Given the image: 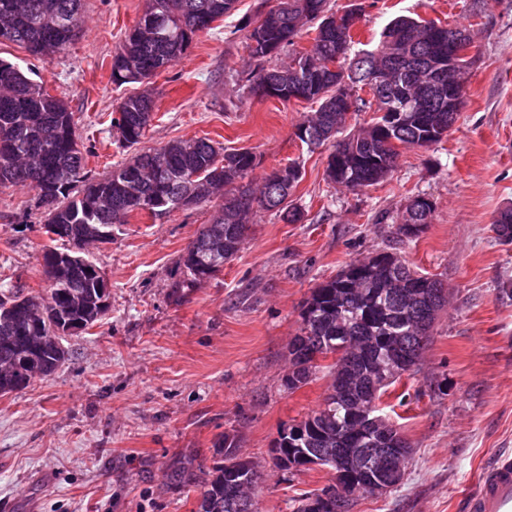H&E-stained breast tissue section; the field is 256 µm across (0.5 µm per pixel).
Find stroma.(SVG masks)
Masks as SVG:
<instances>
[{
	"label": "stroma",
	"instance_id": "stroma-1",
	"mask_svg": "<svg viewBox=\"0 0 512 512\" xmlns=\"http://www.w3.org/2000/svg\"><path fill=\"white\" fill-rule=\"evenodd\" d=\"M277 2L237 0L145 83L155 110L142 145L206 137L247 148L257 157L256 183L296 164L302 179L292 200L303 221L258 212L223 271L178 300V261L216 203L158 220L133 217L113 225L111 243L89 248L88 259L107 274L110 309L65 338L71 357L54 376L0 395V512H196L193 486L172 474L203 477L227 431L262 472L257 512H291L293 498L333 479L317 466L280 471L270 454L280 429L319 408L331 383L321 372L293 392L282 384L300 307L350 260L381 251L443 280L448 304L417 372L381 399L413 450L405 479L381 495H356L352 512H465L482 472L512 455V298L499 293L512 280V244L492 230L512 203V0H365L354 51L373 49L383 28L405 15L466 27L479 56L448 135L426 148L401 147L390 176L358 191L327 180L328 148L308 149L295 136L315 104L243 93L252 67L246 36L258 6ZM145 5L85 0L82 38L47 61L0 43V59L73 113L95 178L128 156L112 114L129 89L112 84L109 62ZM417 196L434 211L419 238L407 241L397 228ZM44 220L34 190L0 187V290H44Z\"/></svg>",
	"mask_w": 512,
	"mask_h": 512
}]
</instances>
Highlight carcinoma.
Listing matches in <instances>:
<instances>
[{
	"label": "carcinoma",
	"mask_w": 512,
	"mask_h": 512,
	"mask_svg": "<svg viewBox=\"0 0 512 512\" xmlns=\"http://www.w3.org/2000/svg\"><path fill=\"white\" fill-rule=\"evenodd\" d=\"M236 0H146L134 27L112 54L110 71L117 86L144 83L172 67L185 53L192 36L231 13ZM84 0H0V42L25 47L51 59L65 51L83 31ZM361 4L336 15L330 0H288L259 11L257 27L249 33L253 69L244 89L267 99L266 84L280 88L302 85L301 99L316 101L318 109L296 127L295 136L309 148L327 146L326 177L351 191L375 185L394 170L402 146L423 147L448 135L459 111H448V80H426L436 65H448L464 29L439 21L400 16L381 32L377 46L351 55ZM311 37L309 47L295 48L296 38ZM292 48L289 61L270 65L280 52ZM341 60L331 71L327 63ZM368 89L372 99L356 95ZM375 108L380 116L351 135L343 134L349 115ZM154 100L146 92L124 97L114 127L127 148L137 146L149 125ZM156 164L139 163L138 151L105 176H89L87 152L79 142L74 115L45 86L29 79L16 65L0 59V187L28 186L45 210L46 235L68 247L45 249L42 267L48 282L43 293L21 286L0 292V395L26 389L35 377L47 378L69 360L67 348L57 352L30 343L32 336L61 331L74 335L93 327L109 309V284L96 263L73 250L83 237L105 224H127L134 215L160 217L183 207L189 195L195 205L222 198L212 222L204 225L180 258L184 283L195 286L224 269L239 251L259 211L275 212L288 224L304 213L288 204L302 177L288 164L266 174L255 185L245 178L255 167L248 150H226L209 138L175 140L151 150ZM433 205L414 197L406 208L398 235L413 240L431 221ZM497 237L512 242V207L494 221ZM448 288L424 275L389 251L354 259L312 289L300 311V333L290 347L291 366L284 386L297 390L314 375L332 378L322 406L283 429L271 447L275 466L289 473L309 469L312 459L336 460V449L357 453L360 444L376 443L412 448L400 429L374 407L373 423L359 412L377 403L401 379L391 369L405 364L414 373ZM332 359L327 364L325 360ZM237 435L224 433L214 444L217 457L207 476L185 481L198 490L197 512H255L253 490L261 475L255 464L240 456ZM389 471L382 458L361 468L347 467L349 493L368 492L372 480ZM335 491L328 485L295 500L292 512H309L308 505L325 497L323 512H336Z\"/></svg>",
	"instance_id": "obj_1"
}]
</instances>
